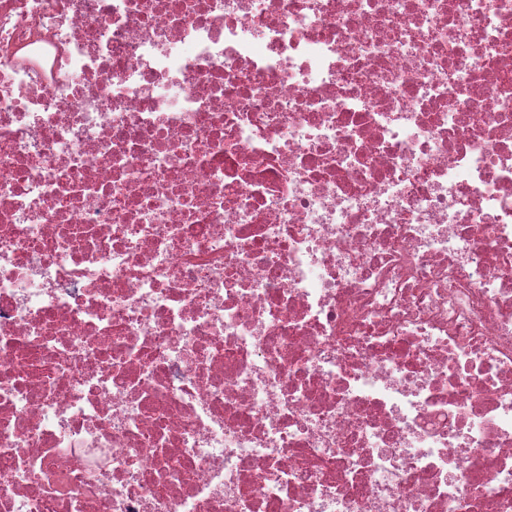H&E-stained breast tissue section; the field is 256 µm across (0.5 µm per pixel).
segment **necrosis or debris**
Segmentation results:
<instances>
[{"label": "necrosis or debris", "mask_w": 512, "mask_h": 512, "mask_svg": "<svg viewBox=\"0 0 512 512\" xmlns=\"http://www.w3.org/2000/svg\"><path fill=\"white\" fill-rule=\"evenodd\" d=\"M0 512H512V0H0Z\"/></svg>", "instance_id": "4bbe7bcc"}]
</instances>
